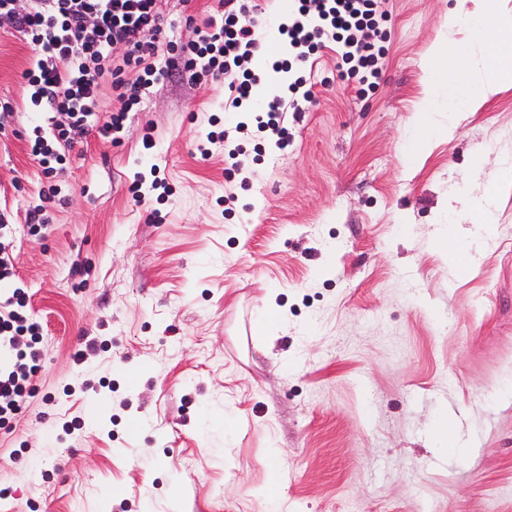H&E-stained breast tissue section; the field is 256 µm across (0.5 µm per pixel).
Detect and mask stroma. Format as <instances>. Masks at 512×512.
<instances>
[{
  "label": "stroma",
  "mask_w": 512,
  "mask_h": 512,
  "mask_svg": "<svg viewBox=\"0 0 512 512\" xmlns=\"http://www.w3.org/2000/svg\"><path fill=\"white\" fill-rule=\"evenodd\" d=\"M459 3L484 0H383L375 89L323 48L287 147L237 135L247 166L230 178V147L196 150L223 83L162 78L120 145L79 140L38 236L34 51L0 29V100L20 111L0 136V246L43 328L29 408L0 428V512H512V82L412 139L448 109L432 49L475 40L448 26ZM217 10L162 0L178 41ZM459 190L496 205L472 265L448 247L475 231L448 219Z\"/></svg>",
  "instance_id": "stroma-1"
}]
</instances>
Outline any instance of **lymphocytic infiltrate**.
<instances>
[{"label": "lymphocytic infiltrate", "mask_w": 512, "mask_h": 512, "mask_svg": "<svg viewBox=\"0 0 512 512\" xmlns=\"http://www.w3.org/2000/svg\"><path fill=\"white\" fill-rule=\"evenodd\" d=\"M221 6L220 18L206 20L193 40L182 42L168 37L159 0H27L22 7L17 0H0V27L21 33L38 53L22 73L31 101L44 109L29 139V154L45 178L40 205L26 215L30 235L47 228L42 204L55 197L53 180L77 140L93 133L119 144L126 112L158 78L157 56L189 84L223 81L232 105L251 97L257 8L249 0H222ZM388 21L380 0H293L279 32L294 56L276 67L303 66L331 41L342 49L347 76L368 85L383 64ZM107 91L117 106L101 120L96 106ZM41 341L42 326L28 309L26 293L13 289L0 302V350L11 354L0 367V426L25 410L41 368Z\"/></svg>", "instance_id": "f902f5d3"}]
</instances>
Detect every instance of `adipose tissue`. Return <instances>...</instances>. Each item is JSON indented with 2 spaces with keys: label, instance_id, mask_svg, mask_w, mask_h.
Returning a JSON list of instances; mask_svg holds the SVG:
<instances>
[{
  "label": "adipose tissue",
  "instance_id": "1",
  "mask_svg": "<svg viewBox=\"0 0 512 512\" xmlns=\"http://www.w3.org/2000/svg\"><path fill=\"white\" fill-rule=\"evenodd\" d=\"M448 25L478 30L487 27L500 37L493 48L485 42L476 49L452 43L436 52V79L447 82L448 97L462 112L494 95L506 79L512 78V14L501 9L499 0H485L477 14L457 8L449 11Z\"/></svg>",
  "mask_w": 512,
  "mask_h": 512
}]
</instances>
